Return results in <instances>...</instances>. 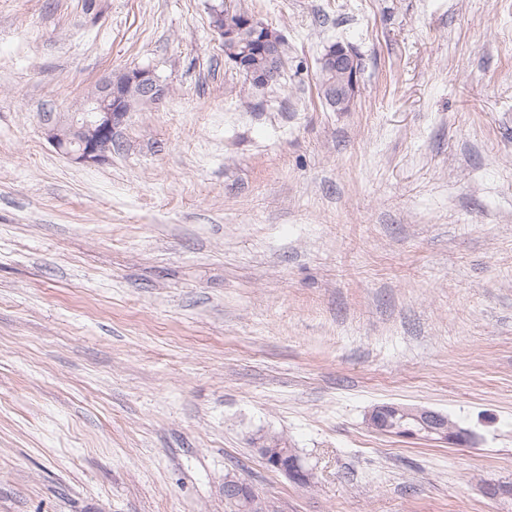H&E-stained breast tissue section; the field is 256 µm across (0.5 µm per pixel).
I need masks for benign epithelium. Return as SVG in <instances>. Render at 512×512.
Here are the masks:
<instances>
[{"instance_id":"1","label":"benign epithelium","mask_w":512,"mask_h":512,"mask_svg":"<svg viewBox=\"0 0 512 512\" xmlns=\"http://www.w3.org/2000/svg\"><path fill=\"white\" fill-rule=\"evenodd\" d=\"M224 40L227 62L246 76V81L256 90H265L275 84L280 71L274 67L256 68L251 64L254 46H261L266 57L276 56L285 41L276 29L258 21L249 14L221 16L215 25ZM363 72L360 54L345 43L328 45L319 59V75L323 77L320 91L325 102L337 112L352 109L358 96ZM136 90L144 104L157 103L167 95V88L148 68H131L96 85L75 111L66 116L46 114L44 133L48 142L61 154L80 165L106 162L112 151L121 148L117 129L131 112L128 94ZM401 416L414 423V438H428L449 444H461L466 432L446 415L412 406L381 405L373 408L368 424L383 430L389 426L390 417ZM264 462L279 472L298 481H308L299 460L288 456L286 448H257ZM224 493L233 496L240 512H270L271 505L263 498L250 495L247 485L239 479H224Z\"/></svg>"}]
</instances>
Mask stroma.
<instances>
[{
    "mask_svg": "<svg viewBox=\"0 0 512 512\" xmlns=\"http://www.w3.org/2000/svg\"><path fill=\"white\" fill-rule=\"evenodd\" d=\"M225 4L288 42L266 90ZM135 67L169 93L108 162L48 143ZM228 475L276 512H512V0H0V512H231ZM213 16V24L216 23ZM224 40L225 59L236 71L246 76V81L256 90H265L275 84L280 77V71L275 67L264 68L267 61L259 55L257 64L263 68L254 67L250 61L253 55L252 50L255 43L261 46L267 58L276 56L280 44L285 41L283 35L276 29L258 21L256 17L249 14H225L220 21L213 25ZM252 33L251 43L240 40L244 30ZM320 91L325 102L336 112H348L358 96L363 72L360 54L345 43L328 45L319 59ZM401 415L403 420H410L417 428L413 438H428L449 444H461L466 432L454 424L446 415L420 407L381 405L373 408L368 417V424L383 430L389 426L390 417ZM267 444H261L258 446L257 451L260 454L263 461L270 464L273 467L266 465L270 469H277L279 472L290 476L294 480L307 482L308 474L304 471L299 460L292 456L288 458V448L284 443L281 448H267ZM276 471V470H275Z\"/></svg>",
    "mask_w": 512,
    "mask_h": 512,
    "instance_id": "stroma-1",
    "label": "stroma"
}]
</instances>
